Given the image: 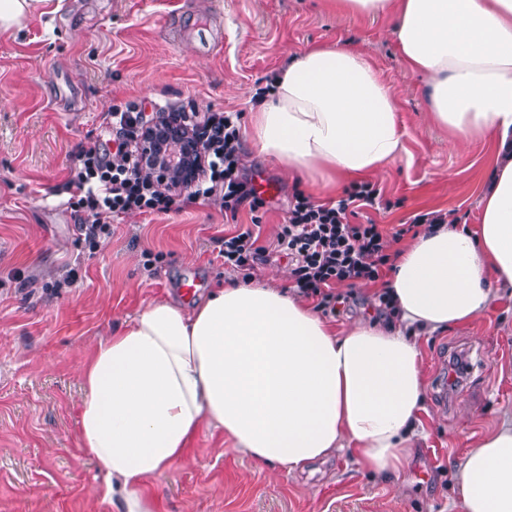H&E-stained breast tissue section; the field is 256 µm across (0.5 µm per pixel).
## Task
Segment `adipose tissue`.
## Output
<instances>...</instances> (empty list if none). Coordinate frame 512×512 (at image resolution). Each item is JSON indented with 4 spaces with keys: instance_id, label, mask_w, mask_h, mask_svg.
Returning <instances> with one entry per match:
<instances>
[{
    "instance_id": "adipose-tissue-1",
    "label": "adipose tissue",
    "mask_w": 512,
    "mask_h": 512,
    "mask_svg": "<svg viewBox=\"0 0 512 512\" xmlns=\"http://www.w3.org/2000/svg\"><path fill=\"white\" fill-rule=\"evenodd\" d=\"M395 17L404 62L425 76L434 122L499 144L476 231L439 224L406 246L386 289L394 323L344 335L289 289L232 280L191 306L149 303L80 363L79 444L101 465L116 512H157L148 480L181 459L202 426L287 473L351 450L375 476L411 455L425 404L417 334L486 310L512 285V0H339ZM399 108L358 52L295 55L251 113V144L303 176H358L402 150ZM458 512H512V422L465 453Z\"/></svg>"
}]
</instances>
